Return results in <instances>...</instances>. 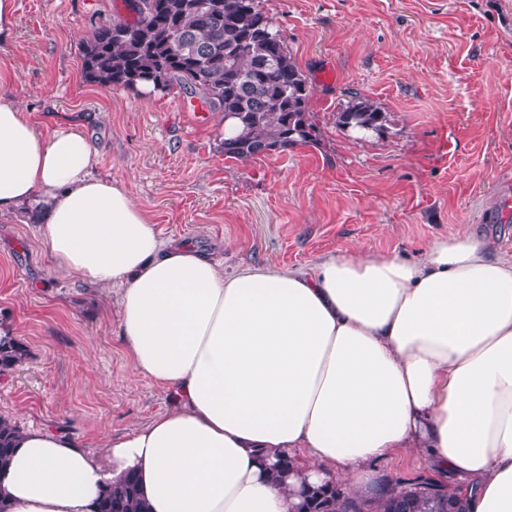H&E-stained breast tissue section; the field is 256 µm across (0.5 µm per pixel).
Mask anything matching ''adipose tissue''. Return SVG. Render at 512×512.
I'll return each instance as SVG.
<instances>
[{"instance_id": "obj_1", "label": "adipose tissue", "mask_w": 512, "mask_h": 512, "mask_svg": "<svg viewBox=\"0 0 512 512\" xmlns=\"http://www.w3.org/2000/svg\"><path fill=\"white\" fill-rule=\"evenodd\" d=\"M93 163L82 132L41 134L0 97V214L36 204L56 270L114 288L135 369L178 406L95 454L20 431L0 512H95L129 473L149 512H295L301 482L356 493L407 450L464 478L469 512H512V257L491 235L228 274Z\"/></svg>"}]
</instances>
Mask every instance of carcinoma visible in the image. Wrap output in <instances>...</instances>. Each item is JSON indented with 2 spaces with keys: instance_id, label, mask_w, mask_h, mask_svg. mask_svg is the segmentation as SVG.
Here are the masks:
<instances>
[{
  "instance_id": "carcinoma-1",
  "label": "carcinoma",
  "mask_w": 512,
  "mask_h": 512,
  "mask_svg": "<svg viewBox=\"0 0 512 512\" xmlns=\"http://www.w3.org/2000/svg\"><path fill=\"white\" fill-rule=\"evenodd\" d=\"M132 17L96 26L81 44L90 82L109 88L196 96L211 110L236 113V131L224 137V156L249 160L317 144L322 131L310 111V85L261 0H128ZM386 113L360 95L336 112V127L369 128L380 135ZM28 355L11 333L0 334V374ZM19 428L0 417V465L10 461ZM98 512H148L130 475L107 485ZM298 512H466L429 480L387 476L375 494L355 495L340 484L304 496Z\"/></svg>"
}]
</instances>
